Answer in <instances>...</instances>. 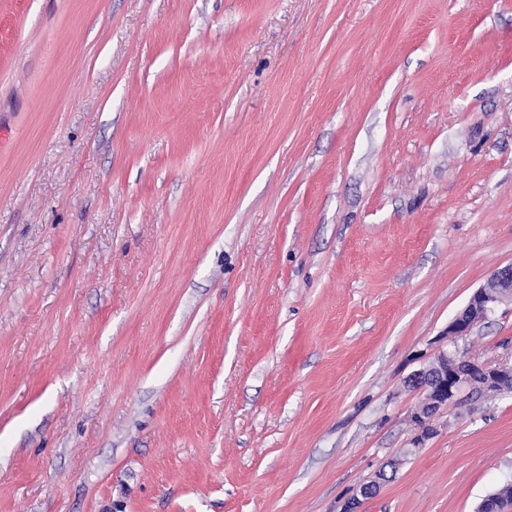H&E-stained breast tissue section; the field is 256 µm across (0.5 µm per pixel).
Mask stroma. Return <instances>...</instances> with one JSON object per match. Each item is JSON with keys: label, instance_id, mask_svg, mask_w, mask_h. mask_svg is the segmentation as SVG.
Returning a JSON list of instances; mask_svg holds the SVG:
<instances>
[{"label": "stroma", "instance_id": "1", "mask_svg": "<svg viewBox=\"0 0 512 512\" xmlns=\"http://www.w3.org/2000/svg\"><path fill=\"white\" fill-rule=\"evenodd\" d=\"M509 264L512 0H0V512H476ZM506 299L512 301V264L497 269L448 323L441 335L447 349H439L427 365L406 378V386L423 396L412 412L417 432L411 439L408 454L424 448L426 441L438 432L437 420L442 409L456 401L464 390L477 394L512 393V361L491 364L448 351V340L470 336ZM386 465L381 466L370 479L363 483L359 490L347 498L341 506V512H359L361 505V498H367L377 491V489L388 480V473Z\"/></svg>", "mask_w": 512, "mask_h": 512}]
</instances>
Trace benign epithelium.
Wrapping results in <instances>:
<instances>
[{
    "label": "benign epithelium",
    "mask_w": 512,
    "mask_h": 512,
    "mask_svg": "<svg viewBox=\"0 0 512 512\" xmlns=\"http://www.w3.org/2000/svg\"><path fill=\"white\" fill-rule=\"evenodd\" d=\"M507 299L512 301V264L497 269L488 282L471 295L448 323L442 338L448 341L471 335L475 327ZM406 386L422 394V400L412 412L416 433L411 439L412 448L407 450L411 454L424 447L438 432L437 420L442 409L456 401L461 392L511 394L512 363L481 362L441 348L427 365L408 375ZM387 480L386 467L382 466L344 501L341 512H359L361 500L375 494Z\"/></svg>",
    "instance_id": "7a95c632"
}]
</instances>
